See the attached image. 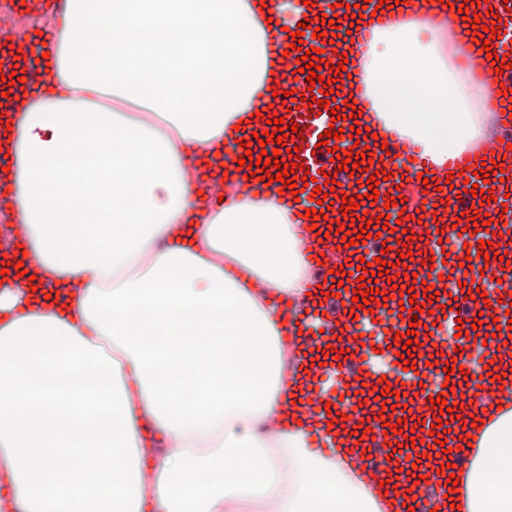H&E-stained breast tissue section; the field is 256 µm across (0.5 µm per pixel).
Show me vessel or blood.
I'll return each mask as SVG.
<instances>
[{
	"label": "vessel or blood",
	"mask_w": 512,
	"mask_h": 512,
	"mask_svg": "<svg viewBox=\"0 0 512 512\" xmlns=\"http://www.w3.org/2000/svg\"><path fill=\"white\" fill-rule=\"evenodd\" d=\"M334 0H314L312 7L304 10L303 15L312 19L318 16H326L341 26V37L335 38L332 49L326 50L325 59L333 62H341L344 52L350 47H363L371 38L376 25L398 21L402 16L410 13L445 14L446 4L442 0H412L411 4L403 8H391L385 13H378L374 0H341V7H334ZM354 4L366 5L368 11L374 12L373 21H360L358 29H351L349 20L345 14L348 6ZM65 7V0H0V14L13 13L21 9H29L30 13L41 15L60 14ZM481 24L490 25L492 16L502 19L501 26L504 33L501 38L493 40L491 53L474 50L472 58L477 68H486L490 56H503L512 63V10L508 9L503 0H485L481 4ZM266 47L271 56L277 57L289 79L285 84L286 89L296 90L303 104L301 108L292 110L289 118L298 123V135L287 140V147L301 146V156L306 166L296 169V176L311 174L317 183H324L325 172L331 171L335 179L340 182L338 191L329 193L328 198L333 206L327 213L328 224H335L341 218L340 203L343 196H356L367 193V172L348 173L340 170L338 162L333 161L330 149L336 146V139H323L324 130L330 125L349 128L350 123L345 116L348 112V101H355L357 107H364L367 103L365 84L360 75L353 77H341L338 89L334 96L341 114L340 120H333L329 109H321L315 105L306 104L308 83L306 79L293 78L292 73L297 70L298 52L287 49L283 33L275 27L266 31ZM506 139L490 138L481 145L479 155L464 153L450 159L452 169L459 172L461 179L456 182L453 189L436 190L434 183H421L418 175L430 166L429 159L421 152L415 150L410 144L403 141L392 142L388 156H385L382 165L383 170L389 172V180L380 182L378 190L382 195H396L398 186L426 187V203L423 208L400 207L387 208L391 219L399 220L400 228L389 232L384 230L382 224L371 223V238L366 243L358 245L356 256L351 262H343L339 247L342 243L341 236L330 235L329 238L314 245L313 257L321 258L324 269L330 270L331 282H342L343 291L339 296L328 298L323 304L315 306L311 315L316 322L319 332L315 334L313 343L316 346L326 345L341 347L342 352L338 359L328 360L326 365L313 366L308 375L309 386L302 394V404L305 419L321 418L322 407L331 402L339 405L342 414L350 416L352 422H360L362 414L355 409L350 393L358 389L361 378L376 381L378 374L373 366L376 351L386 352L387 356H394L392 347L394 336L399 332H407L413 321H422L424 325H448L460 327L461 337H458L454 346L436 349L427 340H420L416 347L418 358L416 366L411 370L397 369L389 381L393 389L388 396V404L393 405V418H403L408 414L409 408H416L418 426L415 430L420 438H428L432 424L437 418L433 414L430 399L436 396L435 388L424 385L425 375L430 374L432 368H445L447 360H455L457 365L469 366L473 353V340L470 336L472 324L477 316L478 304L468 299L465 285L473 278L479 277L481 269L496 271V261H485L484 257L475 255L467 256L465 250L459 249L456 258L447 255L449 242H469L471 246H478L480 241H493L496 251L506 255L512 253V241L508 238L492 237L486 225H474L468 215L470 207L483 206L485 211L493 215L503 216L507 226H512V167L506 168L505 181H489L488 187L492 189L495 198L487 203H480L479 199L465 193L463 181L471 172L480 170L481 160L494 155L504 156L507 152ZM455 197L459 211L462 213L461 229H441L434 223L432 213L438 199ZM411 229L415 238L408 245L413 253V259L409 266L416 272V279L397 277L396 285L411 287L414 280H430L431 284L438 285L440 275L449 273L459 281L462 288L455 293H448L447 289L440 288L434 298L436 310L434 313L412 314L410 311L401 310L398 298L387 299L385 305L376 310H361L358 315H351L349 304L352 300V289L357 284L355 271L360 262H373L377 256H384L386 261L397 262L399 254L396 250L399 240L402 239L403 229ZM469 258V266H460L462 258ZM345 331L346 340H338V331ZM338 379V393H330L326 387L329 376ZM456 383V395L465 398L466 403L456 419V427L471 425L474 414L480 413L488 396L496 385L490 377H479L475 373L458 374L454 377ZM393 448L387 436H384L382 428H375L371 439L365 440L363 450L355 451L357 462L376 478H384L386 457L392 454ZM438 481L436 472H428L424 481L414 486L413 493L418 504L417 512H449L450 504L447 500L437 495L435 486Z\"/></svg>",
	"instance_id": "b4317fda"
}]
</instances>
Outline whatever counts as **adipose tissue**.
<instances>
[{"instance_id":"1","label":"adipose tissue","mask_w":512,"mask_h":512,"mask_svg":"<svg viewBox=\"0 0 512 512\" xmlns=\"http://www.w3.org/2000/svg\"><path fill=\"white\" fill-rule=\"evenodd\" d=\"M66 2L46 80L0 132L29 263L0 280V512H398L351 441L325 449L297 422L314 231L276 193L198 194L202 164L237 152L225 128L286 79L258 0ZM470 47L426 19L377 27L359 57L370 132L438 165L477 148L493 73L458 64ZM499 370L501 405L457 462L460 512H512Z\"/></svg>"}]
</instances>
